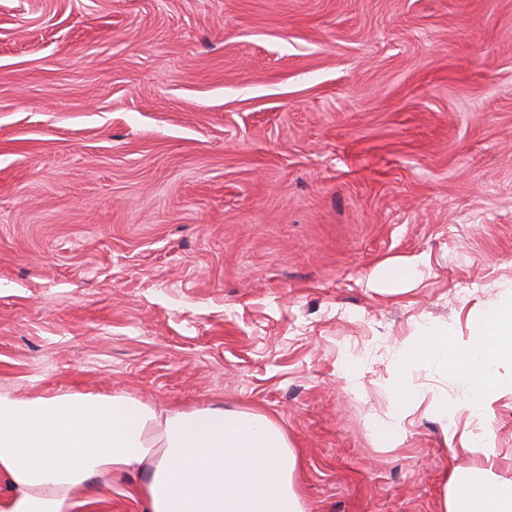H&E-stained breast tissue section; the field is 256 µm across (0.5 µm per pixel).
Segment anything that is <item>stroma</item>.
Returning <instances> with one entry per match:
<instances>
[{"mask_svg": "<svg viewBox=\"0 0 512 512\" xmlns=\"http://www.w3.org/2000/svg\"><path fill=\"white\" fill-rule=\"evenodd\" d=\"M510 298L512 0H0V392L247 407L307 512H440L452 467L512 479V396L469 452L408 369L390 445L396 352ZM416 273L417 265L413 262H404L392 268H380L369 278L367 288H383L386 282L394 280L406 282L413 278Z\"/></svg>", "mask_w": 512, "mask_h": 512, "instance_id": "35a3bbf8", "label": "stroma"}]
</instances>
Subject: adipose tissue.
Returning <instances> with one entry per match:
<instances>
[{
    "instance_id": "adipose-tissue-1",
    "label": "adipose tissue",
    "mask_w": 512,
    "mask_h": 512,
    "mask_svg": "<svg viewBox=\"0 0 512 512\" xmlns=\"http://www.w3.org/2000/svg\"><path fill=\"white\" fill-rule=\"evenodd\" d=\"M401 366H438L485 417L512 394L497 376L512 364V302L491 309L465 344L447 329L411 337ZM298 455L283 427L241 408L159 409L122 393L20 399L0 393V475L12 493L0 512H72L74 491L135 474L145 512H305ZM441 512H512V480L453 468Z\"/></svg>"
}]
</instances>
